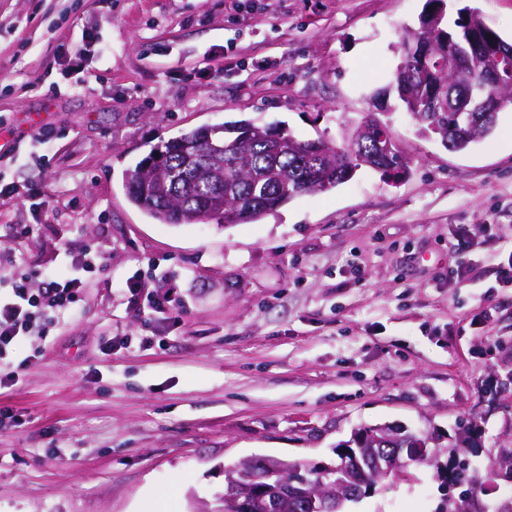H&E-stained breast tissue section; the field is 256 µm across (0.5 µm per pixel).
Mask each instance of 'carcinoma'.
<instances>
[{
  "label": "carcinoma",
  "mask_w": 512,
  "mask_h": 512,
  "mask_svg": "<svg viewBox=\"0 0 512 512\" xmlns=\"http://www.w3.org/2000/svg\"><path fill=\"white\" fill-rule=\"evenodd\" d=\"M423 15L427 29L418 38L458 39L465 63L448 78V57L436 51L426 61L418 57V42L402 44L396 70L408 73V84L394 80L393 88L405 110L418 115L421 133L434 136L454 151H465L493 133L495 125L473 127L466 113L474 105L502 106L512 102L484 80L483 52L464 39V33L481 31L484 45L512 44L486 26L479 12L466 7L458 12L454 27L444 26L446 0H427ZM268 128L246 121L216 127H196L153 148L126 176L128 201L159 224H251L274 213L305 193L326 192L367 168L395 178L408 164L393 139L389 125L376 116L357 123L356 151L322 140H302L285 132L282 141L267 138ZM160 158L153 174L137 178L143 163ZM512 472V456L489 463L486 476L496 481L502 471Z\"/></svg>",
  "instance_id": "obj_1"
}]
</instances>
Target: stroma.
<instances>
[{"label": "stroma", "instance_id": "obj_1", "mask_svg": "<svg viewBox=\"0 0 512 512\" xmlns=\"http://www.w3.org/2000/svg\"><path fill=\"white\" fill-rule=\"evenodd\" d=\"M425 4L0 0V177L36 180L49 207L28 237V206L0 201V243L36 288L75 242L100 263L0 364V512H192L241 460L330 464L365 425L472 421L479 477L512 452V105L464 152L418 132L389 87ZM465 6L512 43V0H447L448 18ZM382 108L400 179L363 169L252 224H160L127 199L126 173L182 131L244 120L338 143ZM29 110L49 145L20 126ZM409 472L345 512H442L436 471Z\"/></svg>", "mask_w": 512, "mask_h": 512}]
</instances>
